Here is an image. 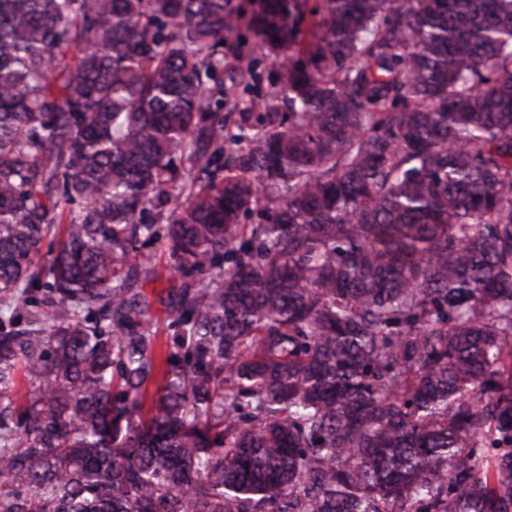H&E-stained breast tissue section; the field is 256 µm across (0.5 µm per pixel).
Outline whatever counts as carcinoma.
Segmentation results:
<instances>
[{
	"label": "carcinoma",
	"mask_w": 512,
	"mask_h": 512,
	"mask_svg": "<svg viewBox=\"0 0 512 512\" xmlns=\"http://www.w3.org/2000/svg\"><path fill=\"white\" fill-rule=\"evenodd\" d=\"M18 288L0 512H512V0H0ZM143 261L150 262L154 270V274L151 280L146 282L143 292L153 301L150 315L151 330L157 333L158 343L162 345L167 342L168 336L172 335L173 330L168 328L172 319L170 310L160 303L159 298L165 299L168 295L175 293L180 287L181 281L171 271V261L161 243L143 248L131 264L140 265Z\"/></svg>",
	"instance_id": "1"
}]
</instances>
